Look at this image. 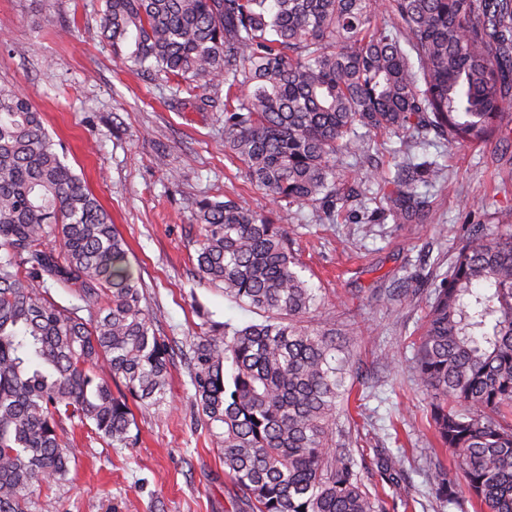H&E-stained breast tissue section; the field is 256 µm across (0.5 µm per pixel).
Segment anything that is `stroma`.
<instances>
[{
  "instance_id": "stroma-1",
  "label": "stroma",
  "mask_w": 512,
  "mask_h": 512,
  "mask_svg": "<svg viewBox=\"0 0 512 512\" xmlns=\"http://www.w3.org/2000/svg\"><path fill=\"white\" fill-rule=\"evenodd\" d=\"M104 8V0H0V84L28 96L110 213L158 334L187 344L207 332L208 321L261 319L195 274L186 200L207 196L271 210L287 227L305 279L324 297V315L353 341L347 381L359 404L338 415L337 447L353 449L385 512H473L464 481L448 503L432 480L451 455L436 446L413 356L433 273L447 270L471 225L512 226V137L472 147L433 137L423 148L411 131L367 133L366 155L338 164L335 222L316 207L292 221L272 209L225 149L223 111L173 109L171 84L129 71L113 56L101 28ZM423 150L442 174L414 185L428 200V216L400 224L394 200L370 201L360 175L394 177L399 161ZM392 291L396 301L382 302ZM171 371L166 405L132 407L135 446L114 448L66 427L76 464L68 482L34 493L41 512H249L198 416L185 365L175 362ZM394 455L403 465L390 478L383 464ZM394 480L410 508L393 497Z\"/></svg>"
}]
</instances>
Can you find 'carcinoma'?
Returning <instances> with one entry per match:
<instances>
[{
  "instance_id": "obj_1",
  "label": "carcinoma",
  "mask_w": 512,
  "mask_h": 512,
  "mask_svg": "<svg viewBox=\"0 0 512 512\" xmlns=\"http://www.w3.org/2000/svg\"><path fill=\"white\" fill-rule=\"evenodd\" d=\"M101 28L180 106L206 111L205 91L226 87L224 144L290 220L306 205L336 220V163L368 150L358 128L479 146L512 104V0H106ZM58 146L0 86V512H29L35 487L68 480L65 424L129 447L128 399L166 404L177 354L251 512H383L336 447L351 387L336 324H307L323 304L287 231L231 199L187 202L200 278L263 320L212 324L185 350L154 332L125 239ZM378 186L397 221L425 208L401 178ZM435 279L414 356L433 428L475 512H512V229L474 225ZM434 480L454 501L452 471Z\"/></svg>"
}]
</instances>
